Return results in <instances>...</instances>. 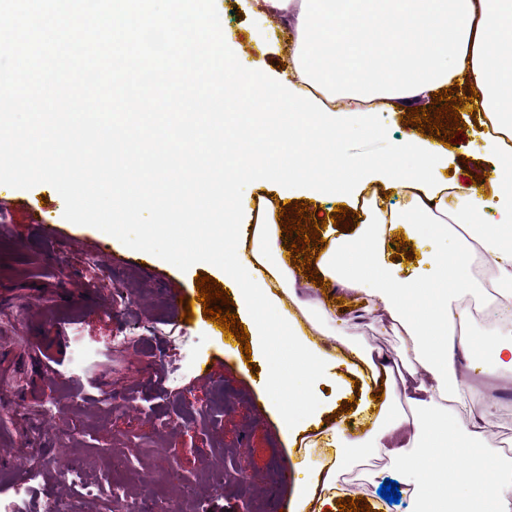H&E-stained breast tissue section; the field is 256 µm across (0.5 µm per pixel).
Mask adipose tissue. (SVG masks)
<instances>
[{
  "label": "adipose tissue",
  "instance_id": "obj_1",
  "mask_svg": "<svg viewBox=\"0 0 512 512\" xmlns=\"http://www.w3.org/2000/svg\"><path fill=\"white\" fill-rule=\"evenodd\" d=\"M258 15H280L289 30L292 60L286 93H276L259 69L241 68L225 56L224 40L210 21L198 18L202 53L181 75L188 85H210L230 78L238 97L255 110L245 114L254 136L274 128L282 150L254 163L240 156L222 168L210 166L191 150L181 153L184 181L212 182L205 208L220 216L205 225L208 236L233 238L239 248L224 262V283L236 292L240 313L253 325L261 348H276L279 360L265 382V392L282 408L285 432L296 433L300 416H314L317 404L288 408L287 383L299 379L315 385L336 362L355 365L362 383L357 411L371 419L365 432L332 423L313 438L311 447L327 450L326 462L314 470L294 497V512H331L339 474L359 460L374 456L401 462L414 476L416 512H512V460H498L495 483H472L456 490L434 468L459 457L485 461L482 439L495 416L493 400L473 408L476 393L457 382L459 365L482 353L497 369L512 371V54L503 52L512 37V0H254ZM154 0H129L128 17L151 14L157 28L171 32V44L185 49L183 7L158 12ZM390 31L383 42L367 43L369 24ZM453 83L481 90L470 109L481 126H494L497 137L484 140L494 162L493 199L476 185L447 187L439 171L446 146L406 137L390 161L351 156L329 169L298 163L294 154L325 149L336 139L339 117L359 116L363 129L374 133L367 103L380 101L390 112L408 101L427 98ZM264 168L276 198L255 223L239 221L243 184ZM406 194L407 210L387 206L374 194L361 206L371 184ZM331 195L361 206L363 222L355 234L330 237L312 260L322 277L339 291L362 300L366 310L400 336L403 372H394L374 357L370 345L347 324L336 321L326 301L301 298L300 273L280 245L277 219L281 203L295 187ZM458 205L449 208V195ZM419 240L424 236L452 239L450 251L431 253L425 270L402 277L388 260L396 232ZM499 325L496 341L474 344V316L457 305L458 295H484ZM334 336L343 345V359L327 353L317 336ZM384 393V401L373 396ZM468 411L460 419V411Z\"/></svg>",
  "mask_w": 512,
  "mask_h": 512
}]
</instances>
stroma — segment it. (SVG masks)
<instances>
[{
  "label": "stroma",
  "mask_w": 512,
  "mask_h": 512,
  "mask_svg": "<svg viewBox=\"0 0 512 512\" xmlns=\"http://www.w3.org/2000/svg\"><path fill=\"white\" fill-rule=\"evenodd\" d=\"M253 0H199L197 8L224 33V51L242 66L261 68L269 85L281 86L288 74V33L280 16L259 17ZM464 138L449 145L448 180L480 178L484 193H491L492 166L484 151V130L468 105L459 108ZM377 134H365L360 124L347 122L325 154L335 164L351 155L381 160L389 157L409 134L423 142L448 143L440 136L410 125L407 111L372 115ZM42 202L46 223L58 225L62 235L46 243L31 228L30 205ZM64 201L51 185L28 190L0 185V283L16 292L18 306L0 310V327L24 332L28 321L24 305L38 298L45 324L38 341L39 356H27L23 371L27 396L7 409L0 419V449L33 437L37 449L19 459L23 469L37 466L38 456L50 458L40 483L29 499L28 512H42L45 495L67 497L71 512H102L100 501L82 496L67 481L70 471L81 470L96 483L118 486L112 512H134L132 500H162L178 504V497L163 480L174 469L190 482H209L231 468L248 476L246 487L231 484L202 495L203 512H250L251 501L264 502L267 512L275 503L289 505L294 482L322 464V451L292 447L280 431L274 408L258 384L271 369L269 354L244 355L230 335H218L216 323L196 314L189 326L170 322L165 289L186 295L197 292L195 278L205 273L223 282L224 273L206 262L180 271L156 259V280L142 278L133 269L95 267L91 248L109 244L113 255L132 256V249L110 235L67 221ZM127 337L117 348L113 339ZM55 358L59 378L44 383L41 360ZM212 360L219 368L215 382L198 381V365ZM460 382L475 384L497 403V414L484 436L489 458L512 459V373L493 370L474 357L457 370ZM113 395L111 409L99 398ZM315 396L322 406L319 423L330 421L348 400L358 399L360 383L346 376L343 383L322 382L299 387L294 399ZM14 465V466H17ZM14 466L0 465V474ZM291 468L289 482L281 471ZM398 483L399 503L383 499L378 489L385 480ZM338 498L365 499L372 512H415L414 485L407 470L384 459L370 458L340 475Z\"/></svg>",
  "instance_id": "1"
}]
</instances>
